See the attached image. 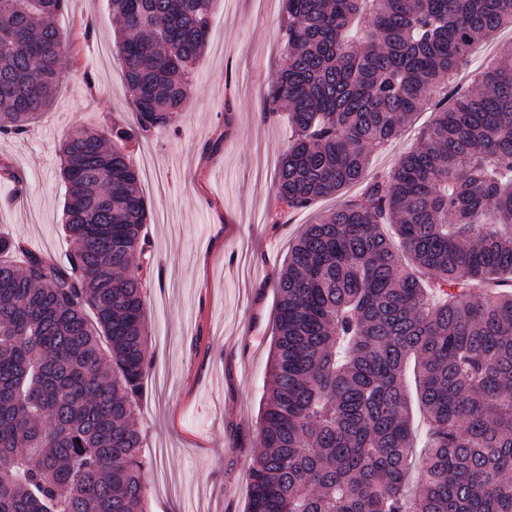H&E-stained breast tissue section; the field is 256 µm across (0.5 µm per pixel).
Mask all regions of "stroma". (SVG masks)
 <instances>
[{
	"instance_id": "35a3bbf8",
	"label": "stroma",
	"mask_w": 512,
	"mask_h": 512,
	"mask_svg": "<svg viewBox=\"0 0 512 512\" xmlns=\"http://www.w3.org/2000/svg\"><path fill=\"white\" fill-rule=\"evenodd\" d=\"M283 13V0L264 12L256 0H215L194 94L172 127L134 146L135 156L151 157L139 173L156 257L143 298L153 363L137 412L151 453L148 512H246L261 447L256 420L275 331L274 282L304 226L337 205L322 198L295 212L277 197V158L291 132L286 112L262 114L286 63ZM89 22L95 30L85 40ZM56 23L74 38L63 51L56 101L25 135H0V163L26 187L10 201L12 184L0 177V232L63 265L72 244L60 229L59 148L77 131L130 122L134 107L112 39L111 0H71ZM432 115L424 106L372 151L368 173L413 149Z\"/></svg>"
}]
</instances>
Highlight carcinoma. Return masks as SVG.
I'll return each mask as SVG.
<instances>
[{"instance_id":"1","label":"carcinoma","mask_w":512,"mask_h":512,"mask_svg":"<svg viewBox=\"0 0 512 512\" xmlns=\"http://www.w3.org/2000/svg\"><path fill=\"white\" fill-rule=\"evenodd\" d=\"M69 2L0 0L1 135L52 106ZM111 2L135 122L60 146L68 264L0 235V512H145L134 417L154 255L130 146L193 94L214 0ZM283 2L267 112L285 108L292 132L288 208L360 180L437 103L415 149L288 249L247 512H512V293L494 290L512 282V57L448 89L512 27V0Z\"/></svg>"}]
</instances>
